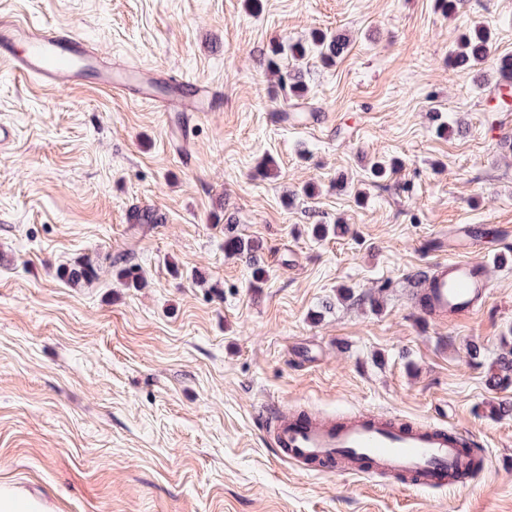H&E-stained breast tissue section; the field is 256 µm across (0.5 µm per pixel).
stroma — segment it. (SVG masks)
<instances>
[{"mask_svg":"<svg viewBox=\"0 0 512 512\" xmlns=\"http://www.w3.org/2000/svg\"><path fill=\"white\" fill-rule=\"evenodd\" d=\"M257 3L0 0L113 67L218 92L189 120L0 63V483L54 512H512V415L494 411L512 381L488 384L512 349V109H492L512 0ZM474 25L496 38L485 89L448 63ZM314 29L350 40L335 65H301L323 120L277 122L296 99L264 60ZM135 208L158 223H131ZM316 224L344 230L318 240ZM453 224L483 226L490 294L470 319L425 321L415 278L447 258ZM228 236L259 243L262 282ZM80 257L100 278L68 287L57 270ZM119 258L147 288L119 284ZM291 406L460 426L485 465L460 489L308 473L269 440Z\"/></svg>","mask_w":512,"mask_h":512,"instance_id":"obj_1","label":"stroma"}]
</instances>
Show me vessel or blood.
<instances>
[{"label":"vessel or blood","mask_w":512,"mask_h":512,"mask_svg":"<svg viewBox=\"0 0 512 512\" xmlns=\"http://www.w3.org/2000/svg\"><path fill=\"white\" fill-rule=\"evenodd\" d=\"M0 61L19 75L52 89H70L86 80L104 90L153 101L155 80L148 69L116 70L72 29L35 26L19 19L0 20ZM161 108L166 112H204L213 101L211 87L172 77ZM475 227L448 229V257L435 262L424 310L457 321L478 313L489 294L481 258L472 256ZM273 443L282 460L310 471L344 467L357 476L388 473L415 478L417 486L465 487V473L483 451L462 427L411 425L393 415L360 412L338 420L295 414L279 420Z\"/></svg>","instance_id":"1"}]
</instances>
